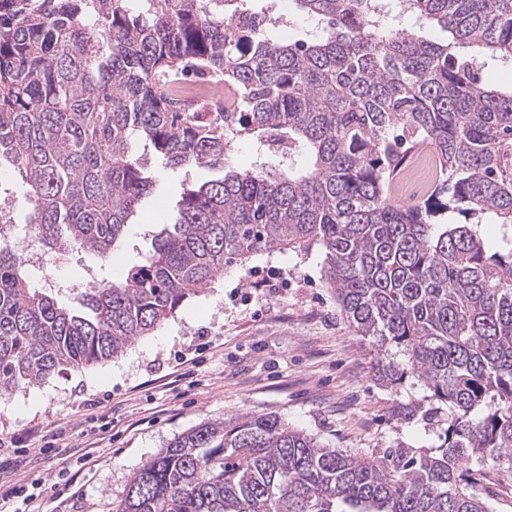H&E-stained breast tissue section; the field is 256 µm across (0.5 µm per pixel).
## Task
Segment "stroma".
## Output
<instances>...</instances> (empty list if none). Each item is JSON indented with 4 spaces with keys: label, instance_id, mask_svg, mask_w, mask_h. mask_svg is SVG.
<instances>
[{
    "label": "stroma",
    "instance_id": "1",
    "mask_svg": "<svg viewBox=\"0 0 512 512\" xmlns=\"http://www.w3.org/2000/svg\"><path fill=\"white\" fill-rule=\"evenodd\" d=\"M143 160L156 187L111 261L115 271L146 258L151 226L169 219L187 186L222 175L165 169L149 153ZM44 257L45 274L32 277L37 288L101 268L85 251ZM384 360L404 370L401 383L379 381ZM408 367L401 348L378 350L346 319L319 246L263 251L226 267L157 335L117 358L13 393L10 410H0V435L38 451L24 479L37 512H116L135 473L174 436L243 414L278 416L327 447L367 458L406 444L438 446L448 412H431ZM475 478L494 512H512V480L501 467L480 465Z\"/></svg>",
    "mask_w": 512,
    "mask_h": 512
}]
</instances>
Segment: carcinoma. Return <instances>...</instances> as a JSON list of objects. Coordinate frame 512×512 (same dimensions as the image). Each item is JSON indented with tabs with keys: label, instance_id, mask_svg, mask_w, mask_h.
<instances>
[{
	"label": "carcinoma",
	"instance_id": "obj_1",
	"mask_svg": "<svg viewBox=\"0 0 512 512\" xmlns=\"http://www.w3.org/2000/svg\"><path fill=\"white\" fill-rule=\"evenodd\" d=\"M249 2L0 0V159L39 246L119 251L156 185L140 146L224 170L77 306L0 240V396L123 353L238 260L315 244L359 335L402 348L450 409L444 443L371 459L246 414L170 440L117 512H492L472 465L512 466V86L480 69L512 62V0H292L312 28L286 41ZM192 76L223 77L240 111L176 104L166 87ZM238 142L280 155L240 169ZM422 144L432 189L398 203Z\"/></svg>",
	"mask_w": 512,
	"mask_h": 512
}]
</instances>
